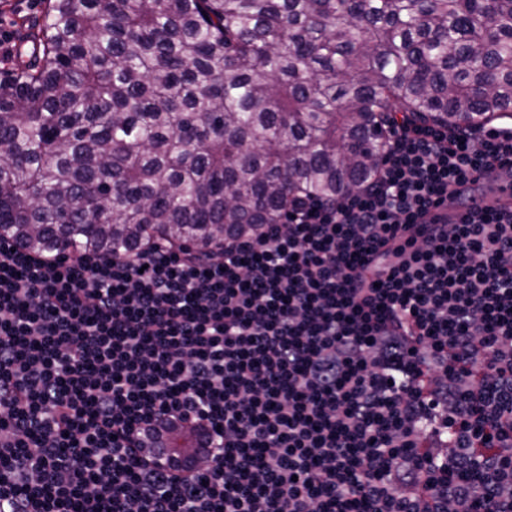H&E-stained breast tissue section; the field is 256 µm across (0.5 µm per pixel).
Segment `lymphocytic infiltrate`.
<instances>
[{"instance_id": "f902f5d3", "label": "lymphocytic infiltrate", "mask_w": 512, "mask_h": 512, "mask_svg": "<svg viewBox=\"0 0 512 512\" xmlns=\"http://www.w3.org/2000/svg\"><path fill=\"white\" fill-rule=\"evenodd\" d=\"M503 159L395 120L368 184L209 250L0 240V512H512V210L424 221Z\"/></svg>"}]
</instances>
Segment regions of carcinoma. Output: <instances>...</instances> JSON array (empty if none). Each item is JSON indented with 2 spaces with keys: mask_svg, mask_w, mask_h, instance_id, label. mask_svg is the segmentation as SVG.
I'll use <instances>...</instances> for the list:
<instances>
[{
  "mask_svg": "<svg viewBox=\"0 0 512 512\" xmlns=\"http://www.w3.org/2000/svg\"><path fill=\"white\" fill-rule=\"evenodd\" d=\"M512 112V0H46L0 72V236L206 248L368 181L396 115Z\"/></svg>",
  "mask_w": 512,
  "mask_h": 512,
  "instance_id": "1",
  "label": "carcinoma"
}]
</instances>
